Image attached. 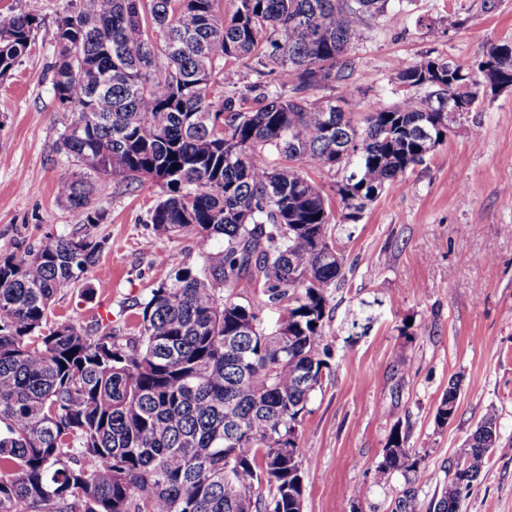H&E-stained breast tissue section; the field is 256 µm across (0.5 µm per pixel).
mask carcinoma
I'll use <instances>...</instances> for the list:
<instances>
[{"mask_svg": "<svg viewBox=\"0 0 512 512\" xmlns=\"http://www.w3.org/2000/svg\"><path fill=\"white\" fill-rule=\"evenodd\" d=\"M215 2L80 0L57 20L53 90L74 114L59 152L89 175L159 186L146 223L192 238L201 267L152 289L138 334L124 336L50 319L102 250L91 232L0 257V512H302L293 421L319 383L330 291L345 281L331 197L305 169L342 173L331 190L355 222L423 162V131L442 143L438 109L450 96L469 104L461 83L512 70L504 40L456 65L465 80L446 59L409 62L396 79L414 93L355 121L336 111L352 94L350 49L412 0H236L229 21ZM39 26L0 12V75ZM246 62L255 79L241 88ZM277 68L291 80L271 79ZM328 86L339 94L310 99ZM91 193L83 179L58 185L88 228L104 219ZM246 278L258 299L237 292ZM380 305L360 301L351 335ZM267 306L282 310L270 333ZM458 392L449 381L437 421ZM498 447L488 413L448 461L433 512H460ZM421 462L393 427L378 471L407 477L395 512H417Z\"/></svg>", "mask_w": 512, "mask_h": 512, "instance_id": "1", "label": "carcinoma"}]
</instances>
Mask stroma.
Wrapping results in <instances>:
<instances>
[{"instance_id":"stroma-1","label":"stroma","mask_w":512,"mask_h":512,"mask_svg":"<svg viewBox=\"0 0 512 512\" xmlns=\"http://www.w3.org/2000/svg\"><path fill=\"white\" fill-rule=\"evenodd\" d=\"M75 0H0V11L35 16V43L0 77V256L19 241L83 232L81 215L57 195L83 170L59 152L74 118L57 100L50 65L56 20ZM466 20L449 30L448 17ZM512 40V0H414L387 14L350 53L353 99L368 112L407 94L401 65L442 57L474 63L490 40ZM92 202L104 219L92 230L104 246L77 288L56 301L53 318L93 321L135 334L138 301L180 267L200 263L193 240L156 235L147 224L159 190L94 178ZM154 248H145L146 240ZM346 280L329 297L327 366L299 432L312 457L303 512H392L402 473L377 467L393 426L422 456L415 483L420 512H431L448 482V460L489 412L503 445L512 443V92L479 102L424 162L387 186L343 245ZM383 304L366 335L349 338L361 300ZM457 410L441 424L436 408L449 380ZM493 451L462 494V512H512V453Z\"/></svg>"}]
</instances>
